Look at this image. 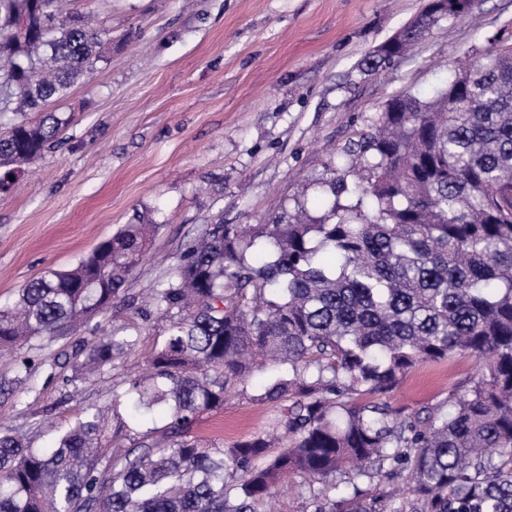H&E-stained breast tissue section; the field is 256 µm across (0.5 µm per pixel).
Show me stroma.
<instances>
[{
	"label": "stroma",
	"mask_w": 512,
	"mask_h": 512,
	"mask_svg": "<svg viewBox=\"0 0 512 512\" xmlns=\"http://www.w3.org/2000/svg\"><path fill=\"white\" fill-rule=\"evenodd\" d=\"M93 18L103 61L51 109L71 115L60 142L0 186V305L50 270H67L122 225L158 224L147 255L102 324L129 326L137 348L79 379L81 336L0 349V426L48 446L114 384L142 375L167 330L132 307L209 224H267L275 204L313 199L316 181L378 119L393 95L433 96L449 72L477 60L512 26V0H472L389 68L364 58L424 0H63ZM476 359L455 356L410 372L388 403L448 410ZM272 405L246 396L201 414L193 433L232 445L262 430Z\"/></svg>",
	"instance_id": "1"
}]
</instances>
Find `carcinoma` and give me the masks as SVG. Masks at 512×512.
I'll return each instance as SVG.
<instances>
[{
    "label": "carcinoma",
    "mask_w": 512,
    "mask_h": 512,
    "mask_svg": "<svg viewBox=\"0 0 512 512\" xmlns=\"http://www.w3.org/2000/svg\"><path fill=\"white\" fill-rule=\"evenodd\" d=\"M60 0H0V158L26 164L70 118L66 99L102 60L99 31ZM436 2L365 60L385 69L440 21ZM308 202L271 224L219 220L187 243L146 306L168 321L149 372L112 390L46 448L0 430V512H265L283 481L318 484L296 512H406L363 488L408 473L412 512H512V38L429 98L386 102ZM156 225L136 219L75 267L0 308V347L76 335L112 306ZM139 336L87 344L75 378ZM474 357L448 412L404 414L393 392L420 362ZM276 406L230 447L193 435L231 394ZM115 426L102 443L106 414Z\"/></svg>",
    "instance_id": "cac0c4a2"
}]
</instances>
